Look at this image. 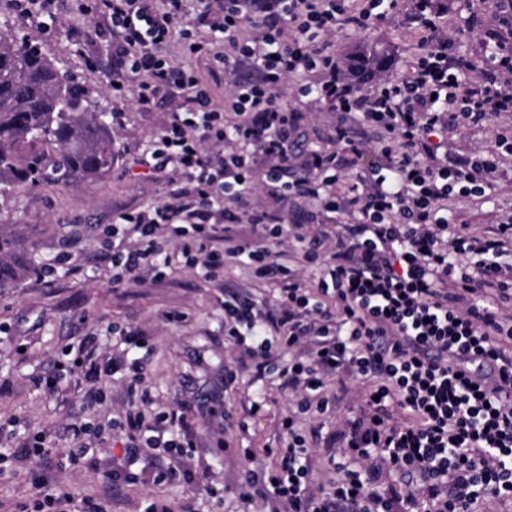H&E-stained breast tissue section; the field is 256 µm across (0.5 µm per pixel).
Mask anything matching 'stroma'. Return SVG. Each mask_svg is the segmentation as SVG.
Here are the masks:
<instances>
[{
    "instance_id": "1",
    "label": "stroma",
    "mask_w": 512,
    "mask_h": 512,
    "mask_svg": "<svg viewBox=\"0 0 512 512\" xmlns=\"http://www.w3.org/2000/svg\"><path fill=\"white\" fill-rule=\"evenodd\" d=\"M500 2L437 0L441 28L454 39L456 51L480 68L488 65L492 38L504 39L507 33L499 22ZM412 4L413 0H396L392 6L384 2L380 10L385 17L371 29L331 34L337 62H345L361 47L378 45L393 55L385 78L404 75L421 51L407 29ZM472 12L480 20L470 27L466 19ZM6 30L22 31L40 44L60 68L102 94L103 105L118 117L111 127L116 157L107 176L67 187L24 184L0 210V221L10 224L16 234L18 250L33 253L35 260L34 270L0 294V445L36 439L63 452L79 445L75 423L123 415L127 407L123 372L103 383L104 398L99 402L89 400L88 386L76 375L61 380L52 392L43 384L63 360L65 349L91 336L95 356L144 358L145 383L161 404L188 405L195 459L209 473L201 485L182 480L156 484L144 474L145 463L140 460L132 466L141 475L138 482L104 490L102 477L111 470L113 458L121 455L125 441L120 431L108 430L98 442L96 468L77 469L38 458L12 462L9 472L0 474V512H18L20 505L31 503L41 477L64 486L75 499L106 502L110 512H146L157 499L167 501L173 512H250V505L239 497L244 472L252 463L272 465L263 450L277 446L283 434L281 420L296 406L276 374L259 373L251 365L242 369L233 387L224 385V366L239 355L224 340V287L247 283L245 268L234 264L209 277L201 268L175 264L165 279L146 276L121 288L112 285V239L107 229L120 216L167 199V177L153 171L151 151L174 105L160 101L143 110L134 95H113L112 39L102 17L80 11L76 0H67L56 17L39 23L19 19L13 0H0V32ZM167 54L209 84L214 106H224L231 90L228 75L213 69L206 57L183 55L179 43H171ZM300 83V78H287L281 92L300 111L303 148L297 159L302 162L308 150L331 148L339 116L327 102L298 96ZM510 127L512 114L483 125L451 128L448 150L459 159L481 156L495 149L498 132ZM246 206L271 211L289 224L306 223L309 213L319 208L310 199L271 197L260 185ZM462 218L485 229L512 222V165L497 171L484 198L464 205ZM129 328L143 335L145 350L124 343L121 332ZM326 389L336 399L335 409L297 421L318 463L337 448L335 433L360 406L358 386L348 377H327ZM255 400L263 404L256 414L250 410ZM221 438L228 449L217 448ZM247 450L254 453V461L244 458Z\"/></svg>"
}]
</instances>
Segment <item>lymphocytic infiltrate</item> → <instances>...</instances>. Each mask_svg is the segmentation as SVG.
Returning a JSON list of instances; mask_svg holds the SVG:
<instances>
[{"label": "lymphocytic infiltrate", "mask_w": 512, "mask_h": 512, "mask_svg": "<svg viewBox=\"0 0 512 512\" xmlns=\"http://www.w3.org/2000/svg\"><path fill=\"white\" fill-rule=\"evenodd\" d=\"M197 32L184 28V0H99L118 58L119 94L150 107L163 98L187 101L154 143L157 169L181 181L170 201L123 216L135 247L112 256L119 285L150 271L167 275L171 258L161 237L177 239L183 265L208 274L235 258L256 283H272L277 311L245 288L224 296V335L259 369L275 352L293 356L280 371L297 399L282 422L286 436L271 449L272 467L245 473L248 501L264 512H475L485 496L512 500V224L492 234L449 225L448 204L484 196L491 177L512 157V136L462 162L445 150L450 122L486 123L512 112V87L497 71L470 80L472 65L454 56L440 29L435 0H415L421 55L403 78L386 79L358 97L330 50L336 27L362 30L377 19V0H199ZM191 55H208L225 74L249 67L234 85L233 122L213 109L207 88L165 60L174 37ZM321 71L305 84L336 111L358 115L378 145L337 126L336 150H312L306 171L289 178V140L298 114L283 105L287 77ZM360 166L355 180L343 164ZM277 196L319 200L326 213H355L336 233L329 255L320 235H307L275 214H247L249 235L223 221L226 204L256 182ZM317 267L309 288L299 268ZM113 360L94 359L91 342L59 379L80 374L99 383ZM128 407L119 427L121 462L104 478L132 483L133 461L150 453L156 483L189 476L184 459L195 442L182 406L153 409L142 364L127 366ZM343 374L362 387L363 406L345 421L343 446L328 458L335 477L313 486L311 450L296 429L302 414L326 413L327 376ZM168 457L162 465L160 457Z\"/></svg>", "instance_id": "f902f5d3"}]
</instances>
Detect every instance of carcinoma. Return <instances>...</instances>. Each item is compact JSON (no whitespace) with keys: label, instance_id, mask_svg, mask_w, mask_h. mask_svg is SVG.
Here are the masks:
<instances>
[{"label":"carcinoma","instance_id":"cac0c4a2","mask_svg":"<svg viewBox=\"0 0 512 512\" xmlns=\"http://www.w3.org/2000/svg\"><path fill=\"white\" fill-rule=\"evenodd\" d=\"M390 63L387 52L363 49L349 58V75L360 82ZM96 109L89 90L23 34L0 33V199L21 184L69 186L109 174L115 152L106 120L93 118ZM33 266L0 231V290Z\"/></svg>","mask_w":512,"mask_h":512}]
</instances>
